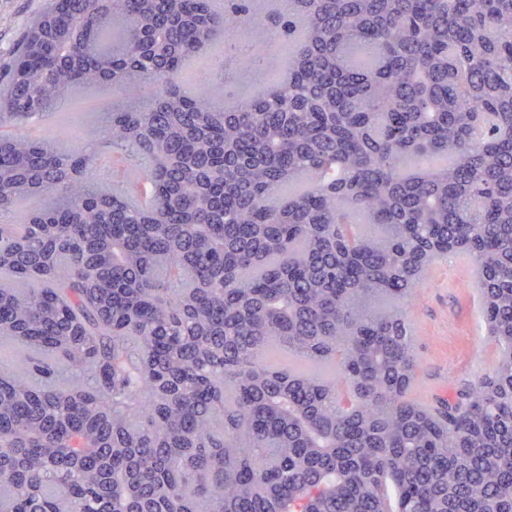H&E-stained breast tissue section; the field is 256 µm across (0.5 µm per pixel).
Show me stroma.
<instances>
[{"label":"stroma","instance_id":"obj_1","mask_svg":"<svg viewBox=\"0 0 512 512\" xmlns=\"http://www.w3.org/2000/svg\"><path fill=\"white\" fill-rule=\"evenodd\" d=\"M49 0H0V59H6L24 34L46 10ZM224 43L214 42L183 67L185 87L198 91L222 85L224 96L259 97L284 70L283 58L271 56L266 69H237L234 81L223 85ZM126 91L109 86L81 87L54 111L42 117L0 124V134L31 137L50 135L63 145L74 138L99 135L104 129L108 102H119ZM463 277L458 256L436 261L420 288L404 304L414 327L418 368L408 393L413 401L434 407L448 395L468 389L490 374L498 351L489 338L480 303L463 305L462 295L473 292Z\"/></svg>","mask_w":512,"mask_h":512}]
</instances>
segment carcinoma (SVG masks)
Returning <instances> with one entry per match:
<instances>
[{
  "label": "carcinoma",
  "instance_id": "cac0c4a2",
  "mask_svg": "<svg viewBox=\"0 0 512 512\" xmlns=\"http://www.w3.org/2000/svg\"><path fill=\"white\" fill-rule=\"evenodd\" d=\"M51 0L0 122L149 87L99 138L0 137L6 512H512V364L435 408L400 303L451 252L512 350V0ZM288 81L216 106L184 62L226 18ZM109 149L150 181L98 186ZM271 33L263 28L241 27L237 30L235 38L249 39L254 42H263L269 39L264 45L244 42L235 39V45L239 53L248 56L252 61H260L264 57L279 51H286L288 43L279 38H271Z\"/></svg>",
  "mask_w": 512,
  "mask_h": 512
}]
</instances>
